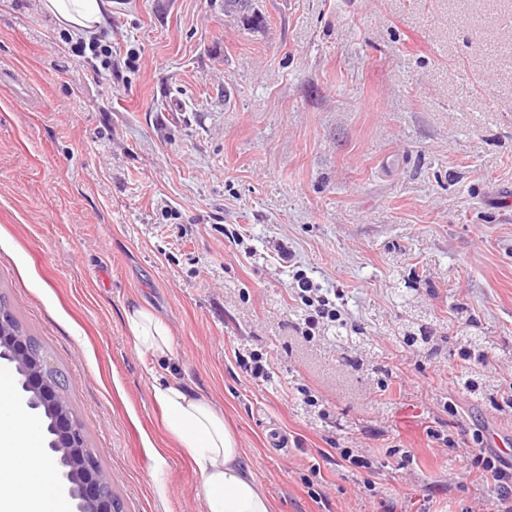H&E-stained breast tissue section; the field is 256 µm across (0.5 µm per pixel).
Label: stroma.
Wrapping results in <instances>:
<instances>
[{
    "mask_svg": "<svg viewBox=\"0 0 512 512\" xmlns=\"http://www.w3.org/2000/svg\"><path fill=\"white\" fill-rule=\"evenodd\" d=\"M257 5L249 30L224 0H112V55L80 66L39 0H0V299L125 512H202L152 397L168 370L223 410L275 512H494L472 457L512 440V0ZM299 270L343 290L372 352L301 336ZM138 304L175 337L152 372L123 327ZM414 324L435 350L399 342ZM254 351L261 387L236 362Z\"/></svg>",
    "mask_w": 512,
    "mask_h": 512,
    "instance_id": "stroma-1",
    "label": "stroma"
}]
</instances>
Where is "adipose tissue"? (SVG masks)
Wrapping results in <instances>:
<instances>
[{"label":"adipose tissue","mask_w":512,"mask_h":512,"mask_svg":"<svg viewBox=\"0 0 512 512\" xmlns=\"http://www.w3.org/2000/svg\"><path fill=\"white\" fill-rule=\"evenodd\" d=\"M109 0H42V8L75 34H96ZM133 346L151 359H167L174 338L149 307L124 311ZM154 402L163 426L200 477L202 512H274L263 485L242 457L237 434L204 395L176 379L156 382ZM0 512H70L53 466L43 457L38 424L15 400L12 379L0 370Z\"/></svg>","instance_id":"1"}]
</instances>
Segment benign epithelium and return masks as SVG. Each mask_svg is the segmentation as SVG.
<instances>
[{"instance_id":"obj_1","label":"benign epithelium","mask_w":512,"mask_h":512,"mask_svg":"<svg viewBox=\"0 0 512 512\" xmlns=\"http://www.w3.org/2000/svg\"><path fill=\"white\" fill-rule=\"evenodd\" d=\"M11 308L0 304V359L14 365L23 377L27 406L39 411L50 436L45 455L61 474L68 494L76 500V512H119L109 477L101 469L97 453L88 447L77 420L63 401L52 369L42 351H33L28 337L8 326Z\"/></svg>"}]
</instances>
